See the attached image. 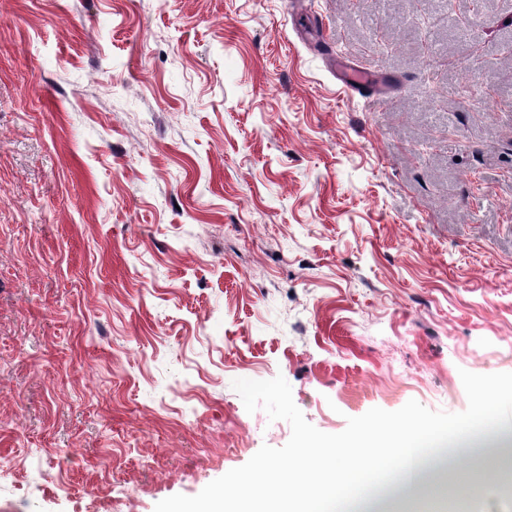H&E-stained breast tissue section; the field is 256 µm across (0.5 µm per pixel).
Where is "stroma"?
Masks as SVG:
<instances>
[{
  "mask_svg": "<svg viewBox=\"0 0 512 512\" xmlns=\"http://www.w3.org/2000/svg\"><path fill=\"white\" fill-rule=\"evenodd\" d=\"M464 370L512 372V0H0V512L284 446L237 379L335 434ZM443 453L421 512H512ZM336 79L345 91L363 94L370 87L371 75L359 68L347 69L345 61L336 55Z\"/></svg>",
  "mask_w": 512,
  "mask_h": 512,
  "instance_id": "stroma-1",
  "label": "stroma"
}]
</instances>
